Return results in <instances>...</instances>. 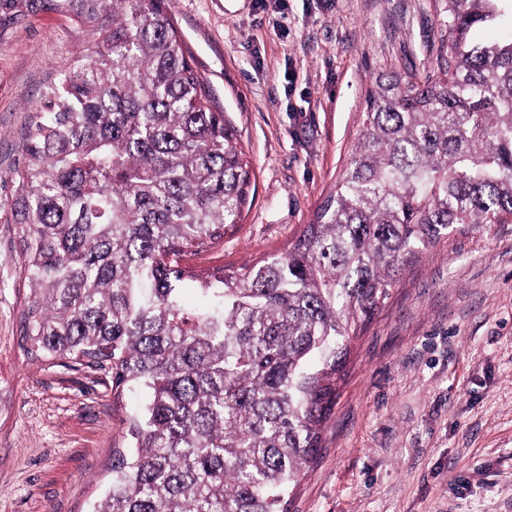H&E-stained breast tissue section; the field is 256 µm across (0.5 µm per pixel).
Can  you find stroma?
I'll list each match as a JSON object with an SVG mask.
<instances>
[{
  "label": "stroma",
  "mask_w": 512,
  "mask_h": 512,
  "mask_svg": "<svg viewBox=\"0 0 512 512\" xmlns=\"http://www.w3.org/2000/svg\"><path fill=\"white\" fill-rule=\"evenodd\" d=\"M255 180L240 224L182 266L291 247L356 141L366 87L434 68L442 0H168ZM79 48L53 13L0 15V512H89L139 396L52 366L20 336L11 175L42 92ZM287 512H512V223L457 235L391 289L354 345Z\"/></svg>",
  "instance_id": "1"
}]
</instances>
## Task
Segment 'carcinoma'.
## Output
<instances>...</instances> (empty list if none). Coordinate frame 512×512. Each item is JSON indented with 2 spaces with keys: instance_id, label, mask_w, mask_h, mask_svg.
Instances as JSON below:
<instances>
[{
  "instance_id": "cac0c4a2",
  "label": "carcinoma",
  "mask_w": 512,
  "mask_h": 512,
  "mask_svg": "<svg viewBox=\"0 0 512 512\" xmlns=\"http://www.w3.org/2000/svg\"><path fill=\"white\" fill-rule=\"evenodd\" d=\"M502 2L444 0L437 68L374 81L292 247L200 279L179 257L239 223L253 172L167 0H0L83 36L33 116L11 214L27 352L105 358L142 399L91 512H279L402 271L512 223V34L474 41Z\"/></svg>"
}]
</instances>
